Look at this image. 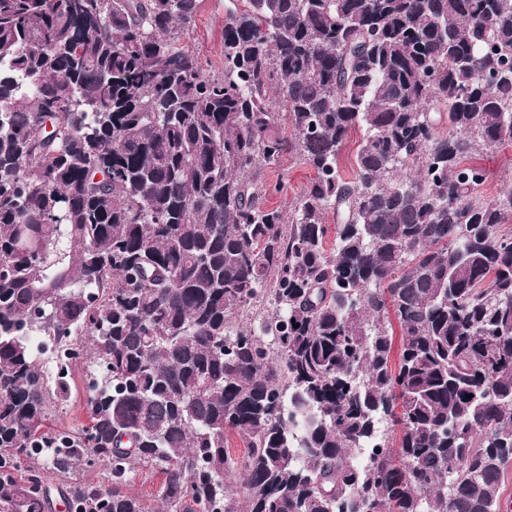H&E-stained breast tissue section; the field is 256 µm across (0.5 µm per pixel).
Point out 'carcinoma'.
I'll list each match as a JSON object with an SVG mask.
<instances>
[{"mask_svg": "<svg viewBox=\"0 0 512 512\" xmlns=\"http://www.w3.org/2000/svg\"><path fill=\"white\" fill-rule=\"evenodd\" d=\"M199 4L0 0V512H48L46 465L151 512L136 464L164 512H503L512 182L467 158L512 144V0H227L218 77ZM187 41L206 74L224 71V0L202 1ZM361 133L359 129L352 131L339 155V168L342 175L346 178H352L354 176L356 170V147L358 141L361 139ZM313 178V170L295 155H285L278 167L265 169L262 173V180L269 186L267 205L289 209L293 199L310 185ZM276 185L280 187L278 190H274ZM88 416L84 384L80 372H74L69 381V391L54 409L51 425L60 427L85 423ZM161 475L151 472L148 468L137 466L132 472V480L128 483L127 490L139 494L149 500V504L156 507L154 495L159 489Z\"/></svg>", "mask_w": 512, "mask_h": 512, "instance_id": "cac0c4a2", "label": "carcinoma"}]
</instances>
